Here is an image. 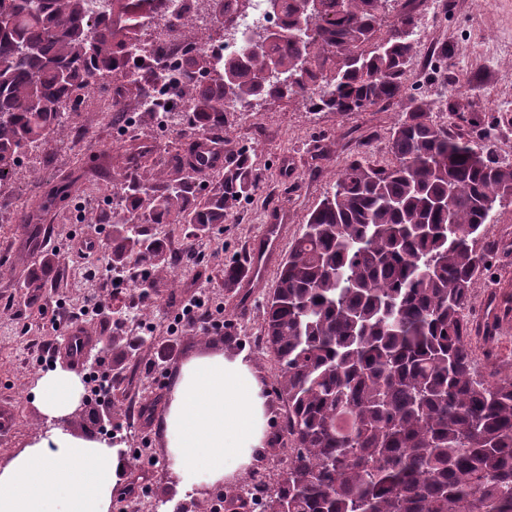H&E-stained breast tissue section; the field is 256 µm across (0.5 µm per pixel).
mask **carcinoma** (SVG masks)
Returning <instances> with one entry per match:
<instances>
[{"label": "carcinoma", "instance_id": "obj_1", "mask_svg": "<svg viewBox=\"0 0 512 512\" xmlns=\"http://www.w3.org/2000/svg\"><path fill=\"white\" fill-rule=\"evenodd\" d=\"M0 0V182L82 111L125 55L144 3L164 33L195 50L174 77L192 131L224 126L228 105L317 93L312 106L358 112L406 94L416 23L383 30L385 0H279L301 39L210 52L187 12L164 0ZM336 57L324 72L318 60ZM415 102L390 135V158L359 156L288 246L265 304L263 335L286 413L285 468L253 481L259 512H512V374H478L473 336L493 340L489 307L473 325L471 284L491 247L484 225L512 200V164L431 119ZM197 145L167 154L154 184L121 174L106 236L112 267L176 286L162 230H220L260 189L252 154L215 163Z\"/></svg>", "mask_w": 512, "mask_h": 512}]
</instances>
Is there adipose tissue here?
I'll list each match as a JSON object with an SVG mask.
<instances>
[{"instance_id": "1", "label": "adipose tissue", "mask_w": 512, "mask_h": 512, "mask_svg": "<svg viewBox=\"0 0 512 512\" xmlns=\"http://www.w3.org/2000/svg\"><path fill=\"white\" fill-rule=\"evenodd\" d=\"M81 391L79 377L57 369L38 380L33 402L57 421ZM161 427L180 487L233 482L266 438L263 388L242 358L199 353L179 368ZM126 466L107 440L51 429L0 466V512H111Z\"/></svg>"}]
</instances>
